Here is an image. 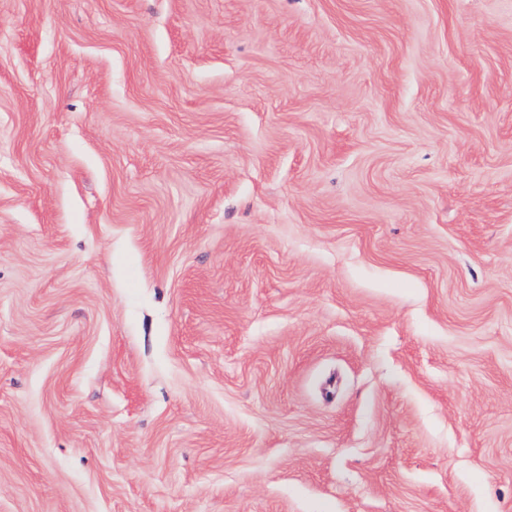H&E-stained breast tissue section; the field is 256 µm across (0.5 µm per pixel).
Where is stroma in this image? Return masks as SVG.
I'll list each match as a JSON object with an SVG mask.
<instances>
[{"instance_id": "obj_1", "label": "stroma", "mask_w": 512, "mask_h": 512, "mask_svg": "<svg viewBox=\"0 0 512 512\" xmlns=\"http://www.w3.org/2000/svg\"><path fill=\"white\" fill-rule=\"evenodd\" d=\"M0 512H512V0H0Z\"/></svg>"}]
</instances>
